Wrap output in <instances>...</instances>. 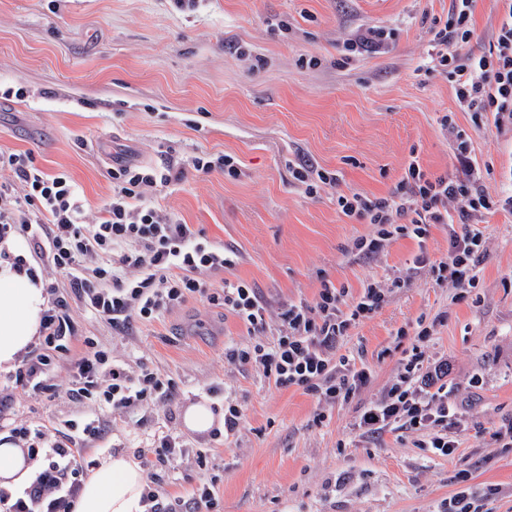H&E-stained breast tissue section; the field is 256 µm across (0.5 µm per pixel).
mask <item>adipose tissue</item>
Here are the masks:
<instances>
[{
	"label": "adipose tissue",
	"mask_w": 512,
	"mask_h": 512,
	"mask_svg": "<svg viewBox=\"0 0 512 512\" xmlns=\"http://www.w3.org/2000/svg\"><path fill=\"white\" fill-rule=\"evenodd\" d=\"M45 307L44 284L0 265V365L12 367L36 336ZM145 474L131 458H105L85 479L73 512H144Z\"/></svg>",
	"instance_id": "ef3b65f1"
}]
</instances>
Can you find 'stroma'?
Here are the masks:
<instances>
[{
	"mask_svg": "<svg viewBox=\"0 0 512 512\" xmlns=\"http://www.w3.org/2000/svg\"><path fill=\"white\" fill-rule=\"evenodd\" d=\"M449 6L197 0L196 9L180 11L172 0H0V149L31 152L46 173H66L88 220L112 195L116 162L228 154L238 177L191 172L154 198L213 245L237 250L233 268L201 273L211 291L228 281L254 284L274 314L289 302H314L327 281L354 297L371 282L387 290L384 307L337 344L371 371L346 403L276 389L257 365L226 359L225 350L252 338L222 306L192 298L122 336L75 302L79 337L94 339L132 375L146 366L171 380L175 397L160 396L134 422L100 411L94 399L70 400L71 361L61 355L51 366L54 395L18 398L8 416L36 428L102 415V434L84 444L86 460L131 457L158 472L168 504L216 478L208 512H445L462 487L480 512H512V447L495 438L512 422V214L484 218L480 281L461 288L435 284L413 266L422 248L434 260L447 256L446 226L432 227L422 245L395 236L361 260L355 243L376 227L336 208L341 193L387 196L413 156L428 173L451 171V141L439 124L445 114L489 168L487 186L501 189L512 132L475 128L451 84L420 70L431 21ZM372 25L385 28L383 45L347 57L345 43ZM10 88L22 96H7ZM300 155L335 174V184L307 194L288 169ZM422 317L432 325L423 343ZM415 345L426 359L448 363V399L459 413L449 457L423 447L417 433L370 437L358 427ZM228 401L245 417L234 436L185 428L189 405ZM167 434L187 452L160 468L155 448Z\"/></svg>",
	"mask_w": 512,
	"mask_h": 512,
	"instance_id": "obj_1",
	"label": "stroma"
}]
</instances>
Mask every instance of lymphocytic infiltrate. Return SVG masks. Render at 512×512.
Wrapping results in <instances>:
<instances>
[{
  "label": "lymphocytic infiltrate",
  "mask_w": 512,
  "mask_h": 512,
  "mask_svg": "<svg viewBox=\"0 0 512 512\" xmlns=\"http://www.w3.org/2000/svg\"><path fill=\"white\" fill-rule=\"evenodd\" d=\"M477 4L478 0H453L446 18L433 19L428 59L420 70L450 82L461 109L471 113L475 125L490 123L499 130H512V0H496L501 18L488 51L479 54L467 49L475 34ZM440 125L453 138L451 172L431 175L414 159L399 191L380 198L341 194L336 206L357 223L377 226L375 237L356 243L357 250L366 254L381 251L395 235L409 232L422 241L432 226L450 225L447 257L434 261L422 251L415 262L429 268L436 282L473 287L479 282L483 251L477 223L498 211L512 213V187L490 191L471 154L466 132L447 114ZM0 170L13 176L12 181L0 182V240L13 237L20 242L17 252L0 251V261L33 277L45 270L58 273L70 289L69 296L49 298L41 317L39 346L28 352L11 375L12 393L0 395V422L14 391L37 396L54 390L48 374L51 349L76 354L68 390L72 398L95 395L110 411L130 415L153 403L157 393H171L172 384L149 368L130 376L122 365L110 363L107 352L91 341H78L70 309L74 299L124 334L134 321L152 318L188 298L205 297L236 316L256 338L255 344L231 350L230 359L259 364L276 387H296L333 402L349 400L369 381V370L337 354L336 342L383 307L387 293L378 284L364 287L348 308L343 305L347 289L323 284L314 303L283 305L273 328L255 285L228 282L219 297L209 295L206 284L195 278L198 270L232 268L237 252L215 247L190 225L162 213L152 198L190 171L199 176L217 171L237 176L231 156L203 154L188 164L168 158L157 166L117 165L112 169V195L91 222L83 216L70 177L46 174L30 152L1 150ZM271 330L276 340L268 347L260 338ZM402 366L397 382L362 413L360 428L367 435L394 427L423 431L435 454L452 455L456 443L448 436V426L457 408L448 400L443 363L426 362L415 347L403 358ZM104 375L110 383L102 390L98 382ZM101 431L97 418L81 423L63 420L48 431L10 425L12 438L24 443L37 439L27 457L39 460L40 467L22 492L0 489V512H71L84 470L78 444Z\"/></svg>",
  "instance_id": "lymphocytic-infiltrate-1"
}]
</instances>
